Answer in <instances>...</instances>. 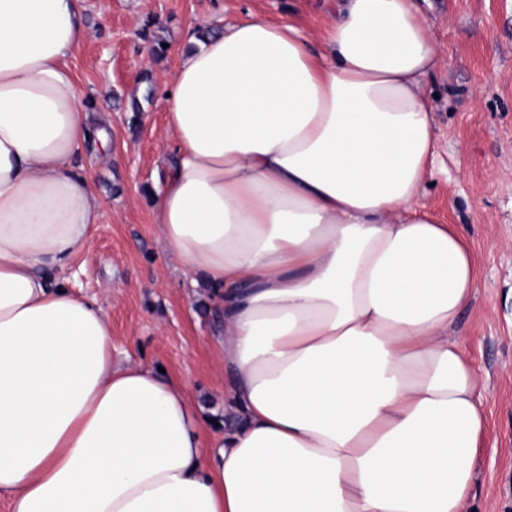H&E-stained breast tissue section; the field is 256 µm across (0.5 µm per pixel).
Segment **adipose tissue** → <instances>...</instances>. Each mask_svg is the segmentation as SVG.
Instances as JSON below:
<instances>
[{"mask_svg":"<svg viewBox=\"0 0 512 512\" xmlns=\"http://www.w3.org/2000/svg\"><path fill=\"white\" fill-rule=\"evenodd\" d=\"M164 82L158 236L224 326L213 449L184 385L112 360L66 272L105 151L68 60L77 0H0V499L8 512H460L484 413L457 324L476 284L421 203L440 52L413 0L210 17ZM59 271L50 279L49 270Z\"/></svg>","mask_w":512,"mask_h":512,"instance_id":"ef3b65f1","label":"adipose tissue"}]
</instances>
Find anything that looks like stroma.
<instances>
[{
  "label": "stroma",
  "instance_id": "1",
  "mask_svg": "<svg viewBox=\"0 0 512 512\" xmlns=\"http://www.w3.org/2000/svg\"><path fill=\"white\" fill-rule=\"evenodd\" d=\"M440 61L425 90L437 128L422 202L467 234L477 279L460 327L481 379L485 424L462 512H512V0H415ZM332 0H81L86 38L69 60L112 145L85 171L105 211L68 277L112 321L114 362L162 367L206 421L224 431V375L215 356L223 326L203 288L190 287L152 222L172 143L159 80L171 77L199 19L234 23L263 14L319 39Z\"/></svg>",
  "mask_w": 512,
  "mask_h": 512
}]
</instances>
